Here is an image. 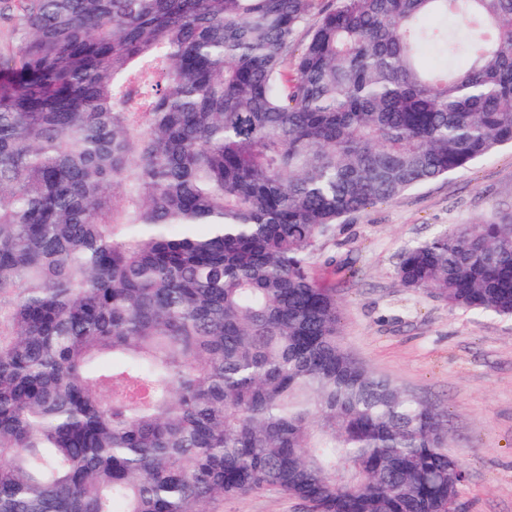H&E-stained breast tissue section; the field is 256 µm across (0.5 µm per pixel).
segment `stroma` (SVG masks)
Instances as JSON below:
<instances>
[{
	"instance_id": "1",
	"label": "stroma",
	"mask_w": 512,
	"mask_h": 512,
	"mask_svg": "<svg viewBox=\"0 0 512 512\" xmlns=\"http://www.w3.org/2000/svg\"><path fill=\"white\" fill-rule=\"evenodd\" d=\"M512 212V147L390 202L346 215L315 277L336 290L342 345L448 414V452L468 474L455 512H512V320L451 309L395 277L405 246ZM219 512H307L275 492L225 497Z\"/></svg>"
}]
</instances>
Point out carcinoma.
<instances>
[{
	"label": "carcinoma",
	"instance_id": "carcinoma-1",
	"mask_svg": "<svg viewBox=\"0 0 512 512\" xmlns=\"http://www.w3.org/2000/svg\"><path fill=\"white\" fill-rule=\"evenodd\" d=\"M16 10L0 512H218L270 488L310 512H454L447 412L341 346L313 265L346 214L512 144V0ZM427 45L448 66L422 67ZM395 275L512 318V216L404 247Z\"/></svg>",
	"mask_w": 512,
	"mask_h": 512
}]
</instances>
